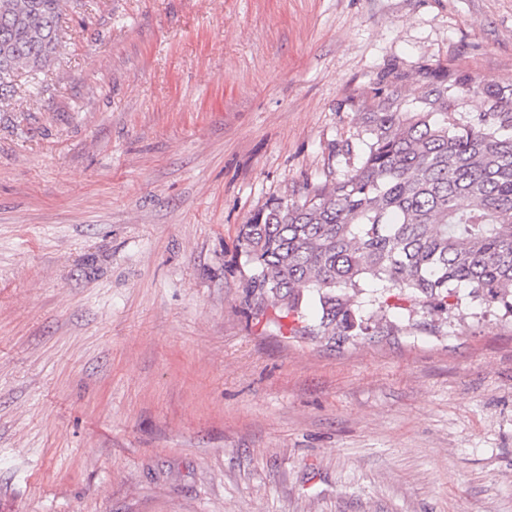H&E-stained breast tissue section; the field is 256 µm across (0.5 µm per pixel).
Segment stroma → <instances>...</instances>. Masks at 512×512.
Instances as JSON below:
<instances>
[{"instance_id":"1","label":"stroma","mask_w":512,"mask_h":512,"mask_svg":"<svg viewBox=\"0 0 512 512\" xmlns=\"http://www.w3.org/2000/svg\"><path fill=\"white\" fill-rule=\"evenodd\" d=\"M0 100V512H512V317L357 344L244 302L241 224L378 91L512 86V0H62Z\"/></svg>"}]
</instances>
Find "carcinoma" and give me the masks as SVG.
<instances>
[{"mask_svg": "<svg viewBox=\"0 0 512 512\" xmlns=\"http://www.w3.org/2000/svg\"><path fill=\"white\" fill-rule=\"evenodd\" d=\"M61 0H0V96L59 48ZM483 98L467 117L463 95ZM378 92L356 165L275 199L239 227L249 307L284 336L438 335L464 316L459 289L512 314V97L480 78L442 82L403 104ZM377 314L359 320L367 284ZM422 304L424 320L417 319ZM289 320L288 324L281 320Z\"/></svg>", "mask_w": 512, "mask_h": 512, "instance_id": "1", "label": "carcinoma"}]
</instances>
